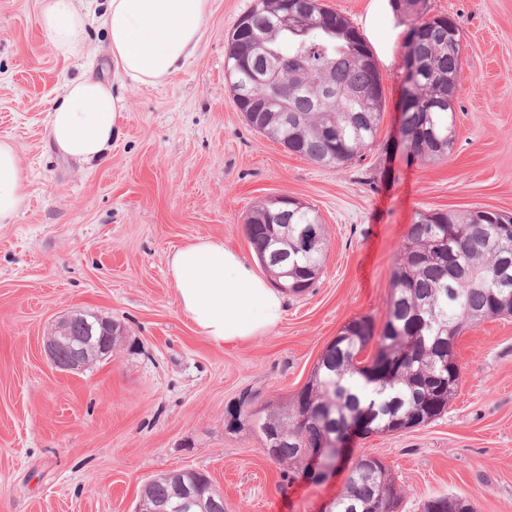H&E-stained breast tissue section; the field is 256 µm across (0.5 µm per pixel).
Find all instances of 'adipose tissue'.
Listing matches in <instances>:
<instances>
[{
  "instance_id": "1",
  "label": "adipose tissue",
  "mask_w": 512,
  "mask_h": 512,
  "mask_svg": "<svg viewBox=\"0 0 512 512\" xmlns=\"http://www.w3.org/2000/svg\"><path fill=\"white\" fill-rule=\"evenodd\" d=\"M209 0H107L99 22L116 74L142 84L162 81L195 56ZM89 11L77 0H40V22L53 51L79 57ZM380 59H390L399 29L389 0H370L364 17ZM124 100L91 70L68 80L47 118V135L63 154L101 159L120 133ZM26 183L15 148L0 140V223L17 215ZM168 274L183 312L200 333L221 345L268 333L281 321L285 297L223 241L202 238L174 250Z\"/></svg>"
}]
</instances>
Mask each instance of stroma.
Segmentation results:
<instances>
[{
    "instance_id": "obj_1",
    "label": "stroma",
    "mask_w": 512,
    "mask_h": 512,
    "mask_svg": "<svg viewBox=\"0 0 512 512\" xmlns=\"http://www.w3.org/2000/svg\"><path fill=\"white\" fill-rule=\"evenodd\" d=\"M254 0H210L197 55L157 84L116 83L120 134L94 164L62 155L46 121L79 61L52 50L38 0H0V139L15 147L26 198L0 224V512H134L144 485L206 474L225 512H328L355 459L391 469L398 512L439 495L512 512V316L455 343L447 412L394 434L353 438L323 481L267 458L243 398L286 405L348 322L382 327L391 274L417 213L512 214V0H426L458 25L462 71L447 157L407 163L399 130L404 46L379 63L377 147L336 171L255 132L225 75L227 39ZM280 194L314 208L328 233L312 288L286 298L270 332L217 345L182 311L168 275L176 248L223 240L244 258L245 220ZM79 311L123 328L110 360L55 369L43 344Z\"/></svg>"
}]
</instances>
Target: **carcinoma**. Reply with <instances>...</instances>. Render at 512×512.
Wrapping results in <instances>:
<instances>
[{"instance_id": "carcinoma-1", "label": "carcinoma", "mask_w": 512, "mask_h": 512, "mask_svg": "<svg viewBox=\"0 0 512 512\" xmlns=\"http://www.w3.org/2000/svg\"><path fill=\"white\" fill-rule=\"evenodd\" d=\"M412 15L404 59L417 58L419 71L404 77L400 103V133L408 137L407 162L444 158L456 136L453 91L462 69L460 35L448 39L453 20L445 15L425 18V0H392ZM273 58L280 67L284 97L268 111L253 109L265 90L255 86L247 70L256 57ZM229 89L246 123L255 131L316 164L341 170L363 159L377 143L385 98L370 46L342 15L323 8L321 0H304L301 11L289 15L286 0H255L229 36L225 53ZM279 206L264 201L245 221L247 237L260 264L276 284L293 294L298 284L321 270L326 249L325 227L310 206L288 207L278 221L271 213ZM512 237L480 217V210L457 213L419 212L395 264L387 319L379 336L372 320H352L361 331L351 332L328 346L307 384L282 408L251 410L247 418L261 441L280 432L273 459L303 469V448L325 444L335 429L349 439L352 425L370 415L366 434L388 433L395 416L406 420L432 405L431 419L448 408L460 377L448 341L456 340L479 321L512 316ZM376 355H360L371 342ZM392 349L403 356L402 368L381 375L367 374L381 354ZM314 417L300 420L306 409ZM187 485L202 487L201 504L190 512H224V501L209 491L208 477L194 470L182 474ZM154 500L177 503L171 480L162 476L143 489ZM402 494L390 471L380 474L349 470L344 491L331 512H380L382 501L400 503ZM461 497L437 496L424 512H457Z\"/></svg>"}]
</instances>
